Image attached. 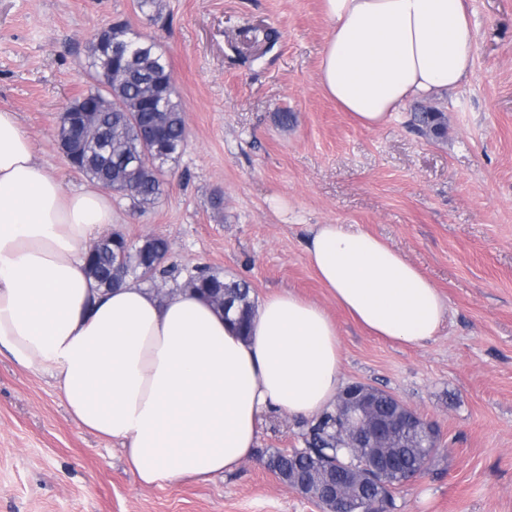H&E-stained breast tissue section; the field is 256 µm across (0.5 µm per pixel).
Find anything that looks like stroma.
Returning <instances> with one entry per match:
<instances>
[{"instance_id":"stroma-1","label":"stroma","mask_w":512,"mask_h":512,"mask_svg":"<svg viewBox=\"0 0 512 512\" xmlns=\"http://www.w3.org/2000/svg\"><path fill=\"white\" fill-rule=\"evenodd\" d=\"M0 0V111L66 191L88 187L57 144L59 117L90 84L95 32L122 22L164 50L188 143L147 209L112 196L113 231L170 243L177 268L246 280L255 299L293 292L335 321L343 384L388 391L434 421L439 447L392 491L389 512H512V0H466L476 55L458 88L356 125L318 83L322 0ZM293 122L280 127L275 114ZM221 195V209L210 199ZM316 224L372 231L415 263L448 304L421 345L370 335L306 259ZM302 423L265 417L259 450L301 447ZM0 512H321L258 459L205 481L138 482L119 442L82 429L50 373L0 353ZM413 125L423 135L441 137L445 134L444 113L435 109H422L414 112Z\"/></svg>"}]
</instances>
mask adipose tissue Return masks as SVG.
<instances>
[{
  "mask_svg": "<svg viewBox=\"0 0 512 512\" xmlns=\"http://www.w3.org/2000/svg\"><path fill=\"white\" fill-rule=\"evenodd\" d=\"M322 90L361 127L461 85L474 66L465 0H323ZM112 222L98 190L66 192L0 112V347L49 372L82 428L119 441L141 484L200 480L253 457L265 414L311 418L340 390L335 323L293 293L262 299L249 336L198 295L109 291L85 255ZM308 262L373 335L420 344L448 306L431 279L371 231L317 224Z\"/></svg>",
  "mask_w": 512,
  "mask_h": 512,
  "instance_id": "adipose-tissue-1",
  "label": "adipose tissue"
}]
</instances>
